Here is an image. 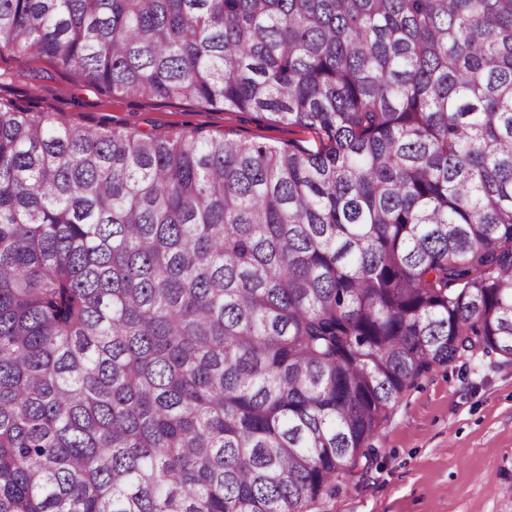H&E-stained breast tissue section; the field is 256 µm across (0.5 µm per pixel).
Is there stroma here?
Here are the masks:
<instances>
[{"mask_svg": "<svg viewBox=\"0 0 512 512\" xmlns=\"http://www.w3.org/2000/svg\"><path fill=\"white\" fill-rule=\"evenodd\" d=\"M0 99L75 126L163 134L183 127L271 145L319 147L317 134L257 112L206 111L182 100L110 99L44 56L0 55ZM363 477L311 512H512V361L461 358L434 367L392 410Z\"/></svg>", "mask_w": 512, "mask_h": 512, "instance_id": "35a3bbf8", "label": "stroma"}]
</instances>
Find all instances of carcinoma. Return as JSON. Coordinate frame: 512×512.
Returning <instances> with one entry per match:
<instances>
[{
	"label": "carcinoma",
	"instance_id": "1",
	"mask_svg": "<svg viewBox=\"0 0 512 512\" xmlns=\"http://www.w3.org/2000/svg\"><path fill=\"white\" fill-rule=\"evenodd\" d=\"M316 150L0 100V512H309L512 360V0H0V54Z\"/></svg>",
	"mask_w": 512,
	"mask_h": 512
}]
</instances>
